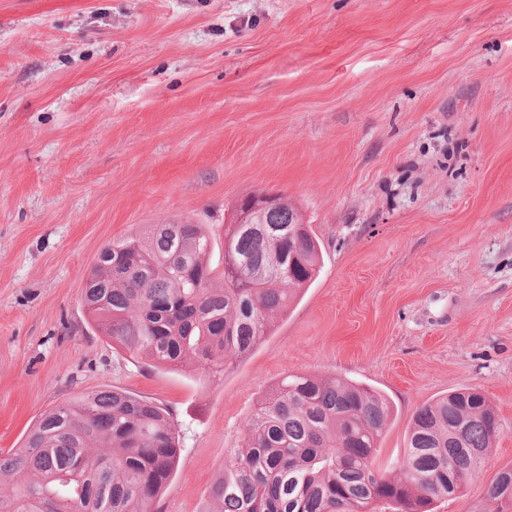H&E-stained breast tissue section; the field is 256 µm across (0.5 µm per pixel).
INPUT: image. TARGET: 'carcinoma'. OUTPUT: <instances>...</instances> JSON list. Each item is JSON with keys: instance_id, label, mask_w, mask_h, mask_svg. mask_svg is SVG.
<instances>
[{"instance_id": "carcinoma-1", "label": "carcinoma", "mask_w": 512, "mask_h": 512, "mask_svg": "<svg viewBox=\"0 0 512 512\" xmlns=\"http://www.w3.org/2000/svg\"><path fill=\"white\" fill-rule=\"evenodd\" d=\"M267 224H226L232 262H209L202 224H150L105 245L82 288L108 340L155 369L190 361L216 376L231 353L248 356L319 268L310 227L297 238L288 210ZM393 412L377 391L342 378L294 374L258 401L229 448L202 512H431L481 467L499 435L495 406L459 389L417 408L399 475L376 467ZM179 425L159 405L115 389L43 414L22 446L0 454V512H153L178 463ZM476 512H512V466Z\"/></svg>"}]
</instances>
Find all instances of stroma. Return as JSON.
Segmentation results:
<instances>
[{"label": "stroma", "mask_w": 512, "mask_h": 512, "mask_svg": "<svg viewBox=\"0 0 512 512\" xmlns=\"http://www.w3.org/2000/svg\"><path fill=\"white\" fill-rule=\"evenodd\" d=\"M288 197L321 269L209 380L97 332L82 282L113 240L224 224ZM292 374L413 413L480 387L501 430L433 512H473L512 466V0H0V451L45 412L117 389L166 408L182 452L155 512H204L224 451Z\"/></svg>", "instance_id": "1"}]
</instances>
